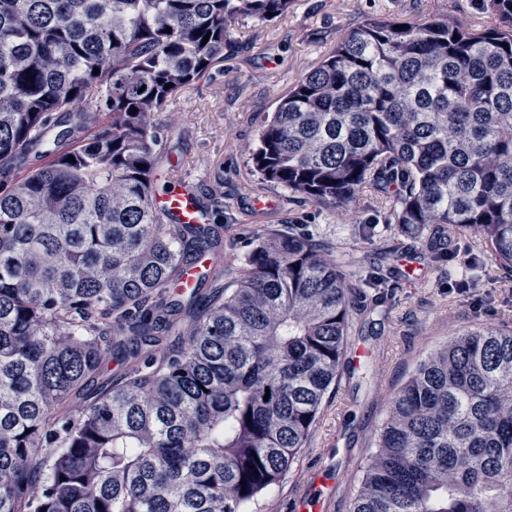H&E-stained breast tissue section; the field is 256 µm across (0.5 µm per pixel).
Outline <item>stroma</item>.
I'll use <instances>...</instances> for the list:
<instances>
[{"instance_id": "35a3bbf8", "label": "stroma", "mask_w": 512, "mask_h": 512, "mask_svg": "<svg viewBox=\"0 0 512 512\" xmlns=\"http://www.w3.org/2000/svg\"><path fill=\"white\" fill-rule=\"evenodd\" d=\"M455 17L475 29L488 18L474 0H291L287 13L264 21L240 17L222 62L179 92L157 122L163 149L159 180L177 177L204 205H217L224 246L246 253L253 232L305 224L330 243L362 247L360 229L383 224L384 212L362 196L342 224L335 211L259 181L250 154L265 116L298 79L334 50L343 34L370 19L423 22ZM397 283L374 325L353 328L335 391L324 402L306 448L286 478L262 494L252 512H295L321 480L324 512H347L370 453L368 438L384 421L394 393L419 359L456 333L512 323V271L498 267L478 238L464 239L456 260L480 259L468 292L449 288L422 240L388 228Z\"/></svg>"}]
</instances>
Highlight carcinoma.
<instances>
[{
	"label": "carcinoma",
	"instance_id": "carcinoma-1",
	"mask_svg": "<svg viewBox=\"0 0 512 512\" xmlns=\"http://www.w3.org/2000/svg\"><path fill=\"white\" fill-rule=\"evenodd\" d=\"M289 3L0 0V168L40 161L0 187V512H249L306 446L387 253L290 224L176 293L224 246L153 203L156 116L235 19ZM478 3L482 30L343 35L265 122L254 173L338 211L370 189L385 224L450 249L474 231L512 269V0ZM371 444L349 512H512V330L421 360Z\"/></svg>",
	"mask_w": 512,
	"mask_h": 512
}]
</instances>
